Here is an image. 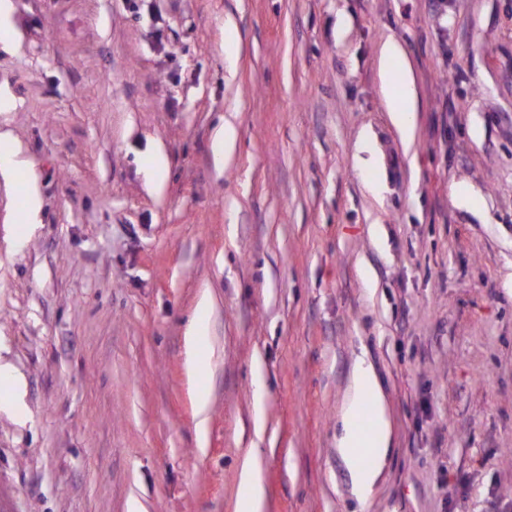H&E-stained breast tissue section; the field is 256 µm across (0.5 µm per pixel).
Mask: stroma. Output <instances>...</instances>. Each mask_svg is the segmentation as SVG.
Listing matches in <instances>:
<instances>
[{
  "label": "stroma",
  "instance_id": "1",
  "mask_svg": "<svg viewBox=\"0 0 512 512\" xmlns=\"http://www.w3.org/2000/svg\"><path fill=\"white\" fill-rule=\"evenodd\" d=\"M11 4L0 139L32 170L0 175V512H234L253 445L264 512H512V0ZM362 351L394 439L364 504L336 453ZM399 51L396 43L387 41L380 49L379 69L391 121L406 146L415 137V126L410 104L414 102V78L408 66L397 64ZM233 139V126L230 121L224 119V123L216 129L213 138L215 167L219 173L224 169V158L232 147Z\"/></svg>",
  "mask_w": 512,
  "mask_h": 512
}]
</instances>
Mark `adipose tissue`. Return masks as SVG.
Wrapping results in <instances>:
<instances>
[{
    "mask_svg": "<svg viewBox=\"0 0 512 512\" xmlns=\"http://www.w3.org/2000/svg\"><path fill=\"white\" fill-rule=\"evenodd\" d=\"M398 56L396 43H384L380 49L379 69L391 121L404 144L409 145L415 137L411 110L415 97L414 78L408 66L398 63ZM367 399L371 400L376 415V427L369 435L353 424ZM340 420L336 452L349 471L353 495L363 502L376 488L392 446L387 397L365 354H357L353 359L349 386L340 409ZM238 485L234 512H262L265 487L255 450H247L241 460Z\"/></svg>",
    "mask_w": 512,
    "mask_h": 512,
    "instance_id": "1",
    "label": "adipose tissue"
}]
</instances>
